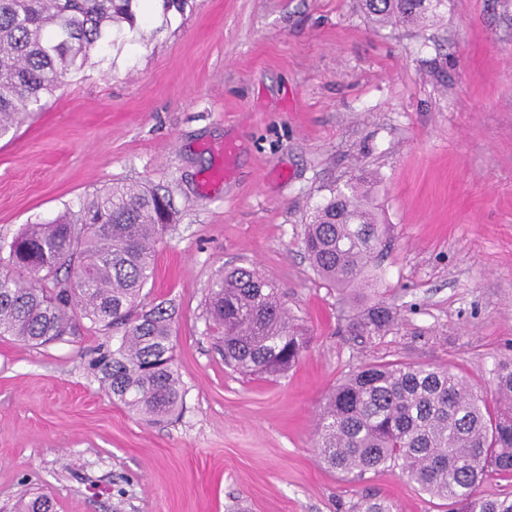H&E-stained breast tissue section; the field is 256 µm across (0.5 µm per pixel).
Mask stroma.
Returning <instances> with one entry per match:
<instances>
[{
    "label": "stroma",
    "instance_id": "1",
    "mask_svg": "<svg viewBox=\"0 0 512 512\" xmlns=\"http://www.w3.org/2000/svg\"><path fill=\"white\" fill-rule=\"evenodd\" d=\"M146 27L0 139V241L116 182L168 191L145 291L176 306L183 407L149 423L112 403L89 366L111 331L0 338V512L32 489L55 512H346L366 494L441 512L399 472L328 469L316 422L368 364L447 366L489 397L512 358V0H448L419 27L362 0H190L165 19L153 0ZM356 177L385 248L368 287L340 291L302 239ZM235 266L273 280L307 333L282 375L243 376L213 347L206 296ZM374 304L390 330L348 340Z\"/></svg>",
    "mask_w": 512,
    "mask_h": 512
}]
</instances>
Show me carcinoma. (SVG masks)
Masks as SVG:
<instances>
[{
    "mask_svg": "<svg viewBox=\"0 0 512 512\" xmlns=\"http://www.w3.org/2000/svg\"><path fill=\"white\" fill-rule=\"evenodd\" d=\"M136 0H0V138L42 109L64 78L114 44L112 31L139 29ZM378 23L416 24L440 16L444 0H364ZM174 217L172 199L138 184L92 194L78 212L27 224L0 245V337L39 346L82 321L112 330V346L92 366L115 404L148 422L171 418L184 390L173 357L175 306L146 301L155 250ZM314 271L344 290L368 281L381 253V225L358 185L329 188L302 239ZM207 314L223 330L224 365L246 376L282 375L306 348L272 280L246 267L211 285ZM392 311L375 304L346 325L352 340L385 334ZM495 405L447 367L388 362L358 368L336 385L320 411L317 448L332 469L361 479L400 471L448 512H512V496L482 485L512 476V358L492 370ZM14 512H53L51 499H20ZM348 512H398L363 496Z\"/></svg>",
    "mask_w": 512,
    "mask_h": 512,
    "instance_id": "carcinoma-1",
    "label": "carcinoma"
}]
</instances>
